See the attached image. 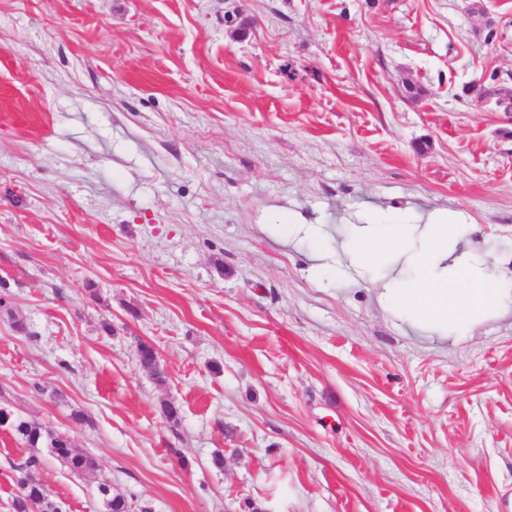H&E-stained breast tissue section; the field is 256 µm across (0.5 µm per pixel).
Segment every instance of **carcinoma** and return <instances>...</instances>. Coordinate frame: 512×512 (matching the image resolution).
Instances as JSON below:
<instances>
[{"instance_id":"obj_1","label":"carcinoma","mask_w":512,"mask_h":512,"mask_svg":"<svg viewBox=\"0 0 512 512\" xmlns=\"http://www.w3.org/2000/svg\"><path fill=\"white\" fill-rule=\"evenodd\" d=\"M137 356L141 366L150 372L157 383H165V369L156 359L152 347L144 342L139 343ZM10 430L24 445L34 450V453L16 468L18 494L13 500L14 512H59L50 497V492L40 482L38 472L52 459L61 462L73 472H86L95 469V460L76 451L70 439L46 432L19 416L12 417ZM41 448L48 449V456L39 454ZM100 491L104 496L105 512H130L131 504L124 496L111 494L110 488L105 484L100 486Z\"/></svg>"}]
</instances>
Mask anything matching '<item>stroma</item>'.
<instances>
[{
  "label": "stroma",
  "mask_w": 512,
  "mask_h": 512,
  "mask_svg": "<svg viewBox=\"0 0 512 512\" xmlns=\"http://www.w3.org/2000/svg\"><path fill=\"white\" fill-rule=\"evenodd\" d=\"M502 89L512 0H0V407L96 459L61 512H512V306L429 336L272 229L448 210L511 275ZM137 356L141 366L150 372L154 380L158 384H164L166 371L160 361L156 359L153 348L144 342H140L137 346Z\"/></svg>",
  "instance_id": "1"
}]
</instances>
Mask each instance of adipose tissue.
<instances>
[{
    "instance_id": "ef3b65f1",
    "label": "adipose tissue",
    "mask_w": 512,
    "mask_h": 512,
    "mask_svg": "<svg viewBox=\"0 0 512 512\" xmlns=\"http://www.w3.org/2000/svg\"><path fill=\"white\" fill-rule=\"evenodd\" d=\"M286 238L309 242L322 259L318 273L338 276L353 270L372 276L388 270L379 293L382 306L410 326L445 336H463L512 304V278L499 275L462 250L473 231L454 214L434 212L413 222L405 215L374 216L353 225L336 252L323 248L317 224L276 226Z\"/></svg>"
}]
</instances>
